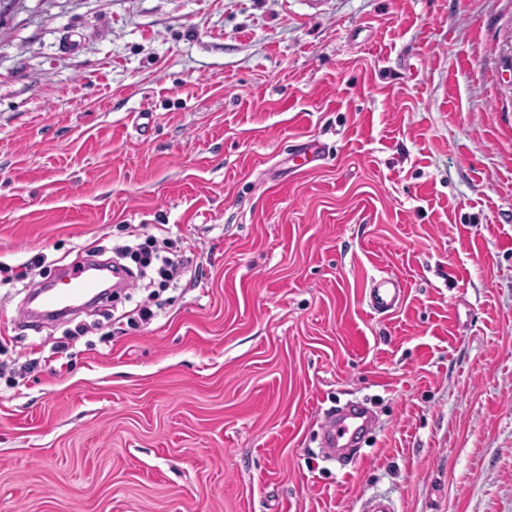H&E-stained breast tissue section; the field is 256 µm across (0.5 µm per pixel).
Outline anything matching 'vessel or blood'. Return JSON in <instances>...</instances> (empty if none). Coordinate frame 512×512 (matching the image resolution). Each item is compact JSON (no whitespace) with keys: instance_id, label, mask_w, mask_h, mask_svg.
<instances>
[{"instance_id":"b4317fda","label":"vessel or blood","mask_w":512,"mask_h":512,"mask_svg":"<svg viewBox=\"0 0 512 512\" xmlns=\"http://www.w3.org/2000/svg\"><path fill=\"white\" fill-rule=\"evenodd\" d=\"M102 272V267L86 262L63 271L43 289L40 317H59L97 298L103 282ZM402 297L401 284L394 277L375 280L369 292L370 306L376 311L395 309ZM369 427L370 418L362 408L346 406L325 418L321 429L327 447L344 457L351 453Z\"/></svg>"}]
</instances>
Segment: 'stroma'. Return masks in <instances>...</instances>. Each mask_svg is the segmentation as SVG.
<instances>
[{"label": "stroma", "mask_w": 512, "mask_h": 512, "mask_svg": "<svg viewBox=\"0 0 512 512\" xmlns=\"http://www.w3.org/2000/svg\"><path fill=\"white\" fill-rule=\"evenodd\" d=\"M511 44L512 0H14L0 512H512ZM134 230L176 285L24 318ZM403 290L397 278L383 277L376 279L370 288V306L375 311H390L401 302ZM369 427L370 418L362 408L346 406L325 418L321 429L326 447L332 448L335 454L337 450L341 457H345Z\"/></svg>", "instance_id": "obj_1"}]
</instances>
